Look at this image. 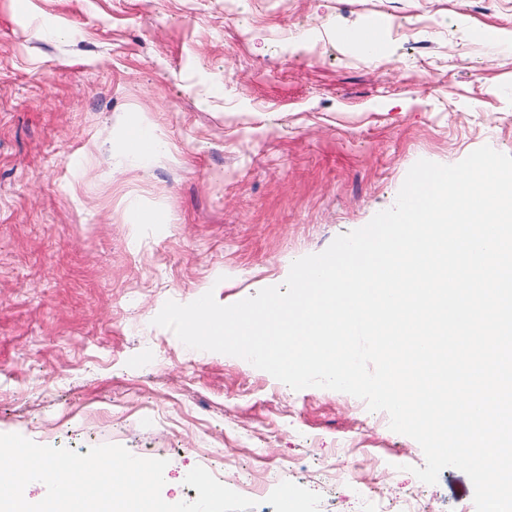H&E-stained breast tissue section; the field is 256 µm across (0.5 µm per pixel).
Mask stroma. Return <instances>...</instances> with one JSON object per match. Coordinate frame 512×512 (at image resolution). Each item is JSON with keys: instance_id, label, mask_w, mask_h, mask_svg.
<instances>
[{"instance_id": "obj_1", "label": "stroma", "mask_w": 512, "mask_h": 512, "mask_svg": "<svg viewBox=\"0 0 512 512\" xmlns=\"http://www.w3.org/2000/svg\"><path fill=\"white\" fill-rule=\"evenodd\" d=\"M380 25L381 52L349 41ZM168 153L136 161L130 123ZM512 155V0H0V433L167 460L166 502L225 457L305 459L293 512H359L313 472L394 459L384 503L472 504L448 467L349 406L155 326L167 301L231 305L391 208L421 159ZM148 211L155 223L137 224Z\"/></svg>"}]
</instances>
